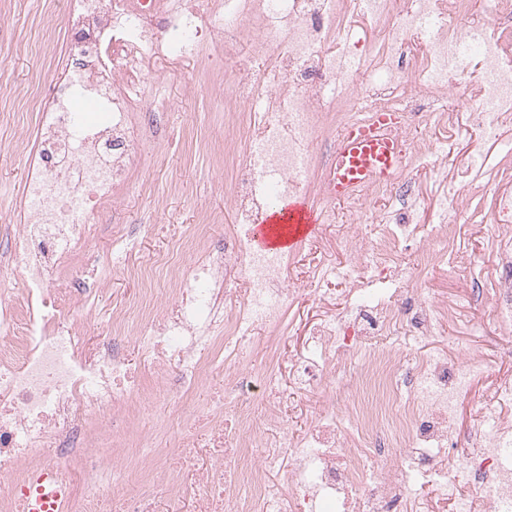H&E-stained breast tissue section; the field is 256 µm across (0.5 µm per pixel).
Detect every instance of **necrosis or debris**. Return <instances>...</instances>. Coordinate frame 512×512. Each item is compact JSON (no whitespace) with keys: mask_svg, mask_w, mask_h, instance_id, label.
I'll use <instances>...</instances> for the list:
<instances>
[{"mask_svg":"<svg viewBox=\"0 0 512 512\" xmlns=\"http://www.w3.org/2000/svg\"><path fill=\"white\" fill-rule=\"evenodd\" d=\"M65 11L67 59L26 101L37 144L9 249L25 296L0 301L9 330L0 338V512H25L39 473L63 483L65 512H403L416 498L424 512H512V371L486 388L481 424L461 431L454 414L481 355L467 349L452 364L408 352L458 310L415 286L454 258L456 227L417 235L420 196L406 187L423 158L453 151L461 116L489 138L512 125V0H493L487 15L476 0H66ZM206 48L224 64V140L234 149L224 204L234 221L222 248L177 270L174 287L141 289L90 339L54 283L87 251L99 204L119 200L148 114L168 109L147 92V61ZM86 101L105 125L84 118ZM380 111L402 118L404 203L370 216L369 201L390 190L382 183L347 202L346 305L310 327L289 361L295 385L333 406L299 437L288 431L279 366L257 376L244 362L256 347L275 352L301 287L294 257L259 250L252 227L284 195L312 197L334 218L316 147ZM418 120L441 139L412 137ZM483 166L498 183L490 316L511 340L512 171L495 159ZM413 239L414 262L402 264ZM133 342L148 359L140 370L123 354ZM206 348L224 394L201 409L193 394ZM145 394L220 426L165 456L113 453L108 440L128 428L117 406ZM93 419L94 438L84 430Z\"/></svg>","mask_w":512,"mask_h":512,"instance_id":"necrosis-or-debris-1","label":"necrosis or debris"}]
</instances>
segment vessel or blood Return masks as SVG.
<instances>
[{
    "mask_svg": "<svg viewBox=\"0 0 512 512\" xmlns=\"http://www.w3.org/2000/svg\"><path fill=\"white\" fill-rule=\"evenodd\" d=\"M396 122L395 113L379 112L337 134L329 172L333 200L346 201L354 190L391 181L399 172L405 144L391 132ZM321 221L320 212L307 198L284 196L270 208L264 223L255 227L254 242L263 251H292L312 237ZM36 482L29 512H63L64 488L49 474L39 475Z\"/></svg>",
    "mask_w": 512,
    "mask_h": 512,
    "instance_id": "1",
    "label": "vessel or blood"
}]
</instances>
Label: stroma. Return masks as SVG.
Segmentation results:
<instances>
[{
  "label": "stroma",
  "mask_w": 512,
  "mask_h": 512,
  "mask_svg": "<svg viewBox=\"0 0 512 512\" xmlns=\"http://www.w3.org/2000/svg\"><path fill=\"white\" fill-rule=\"evenodd\" d=\"M64 10V0H0V259L8 252L23 209V162L36 136L33 117L22 105L26 92L49 81L63 60L67 43ZM147 67L172 109L160 123L155 144L136 158L120 204L99 209L91 226L89 250L76 258L58 281L59 287L70 289L75 314L94 312L88 330L92 336L108 332L113 311L138 295L144 283L131 275V268L150 267L152 287H171L177 268L189 265L203 250L222 247L224 226L232 221L224 208L231 150L224 142V108L213 92L224 80L223 71L208 51L183 60H152ZM189 82L196 85V94L187 93ZM478 141V129L462 124L456 150L441 173L425 167L412 172L421 194L417 223L440 222L447 180L466 164L477 162ZM490 200L487 194L477 197L475 217L458 223L456 261L428 271L425 283L439 298L454 301L462 281L486 292L493 288L497 242ZM335 210V222L320 224L316 237L297 250L300 266L317 258L330 266L342 261L339 239L346 223L345 207L339 204ZM90 267L108 283L102 292L83 289ZM343 301L336 285L322 304L312 295L299 296L288 310L293 335L282 342V356L296 353L307 327L336 312ZM476 316L488 318L486 302H479L474 314L442 325L429 346L416 347V354L429 348L444 351L452 342L472 345L484 353L490 374H497L504 368L501 340L493 327L475 328L471 320ZM145 408L157 424V447H169L171 439L197 426L195 419L174 417L158 403L146 407L134 402L126 412L135 421Z\"/></svg>",
  "instance_id": "35a3bbf8"
}]
</instances>
